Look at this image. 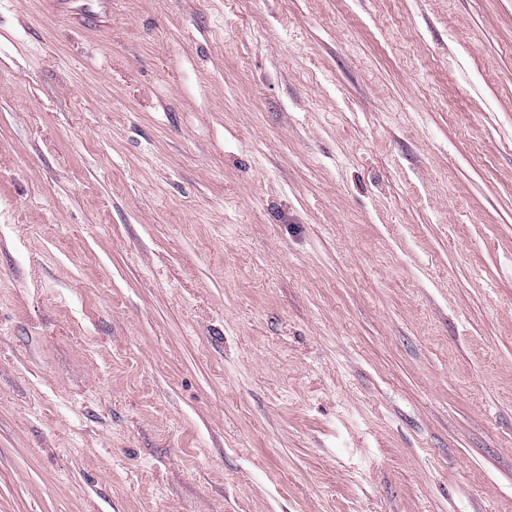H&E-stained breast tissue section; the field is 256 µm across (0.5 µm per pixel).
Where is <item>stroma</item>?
Segmentation results:
<instances>
[{
	"instance_id": "35a3bbf8",
	"label": "stroma",
	"mask_w": 512,
	"mask_h": 512,
	"mask_svg": "<svg viewBox=\"0 0 512 512\" xmlns=\"http://www.w3.org/2000/svg\"><path fill=\"white\" fill-rule=\"evenodd\" d=\"M0 0V512H512V0Z\"/></svg>"
}]
</instances>
